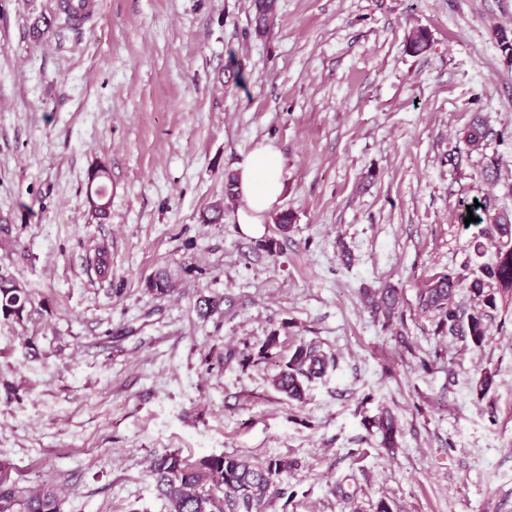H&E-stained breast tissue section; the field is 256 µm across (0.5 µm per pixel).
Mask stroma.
Returning a JSON list of instances; mask_svg holds the SVG:
<instances>
[{"mask_svg": "<svg viewBox=\"0 0 512 512\" xmlns=\"http://www.w3.org/2000/svg\"><path fill=\"white\" fill-rule=\"evenodd\" d=\"M58 2L0 0V269L31 299L22 322L0 318L11 479L54 484L64 512H168L150 459L226 453L292 460L271 512H512V294L490 284L481 347L417 307L432 276L494 257L475 255L462 202L512 214L495 36L512 0H277L262 34L254 0H102L78 27ZM417 27L430 43L412 54ZM477 117L484 150L449 163ZM261 143L295 219L273 255L274 221L246 233L225 201ZM100 165L104 221L87 195ZM216 203L223 221L201 223ZM161 268L167 296L145 287ZM387 284L404 312L389 325L361 297ZM303 341L332 364L299 402L272 379ZM382 412L398 448L369 425Z\"/></svg>", "mask_w": 512, "mask_h": 512, "instance_id": "obj_1", "label": "stroma"}]
</instances>
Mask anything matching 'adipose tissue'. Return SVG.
Listing matches in <instances>:
<instances>
[{
  "label": "adipose tissue",
  "mask_w": 512,
  "mask_h": 512,
  "mask_svg": "<svg viewBox=\"0 0 512 512\" xmlns=\"http://www.w3.org/2000/svg\"><path fill=\"white\" fill-rule=\"evenodd\" d=\"M235 190L244 202L237 212L238 224L265 223L283 191L280 157L272 146L259 145L250 154L237 171Z\"/></svg>",
  "instance_id": "ef3b65f1"
}]
</instances>
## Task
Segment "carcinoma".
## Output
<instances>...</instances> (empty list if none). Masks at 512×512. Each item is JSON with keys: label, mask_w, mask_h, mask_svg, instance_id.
<instances>
[{"label": "carcinoma", "mask_w": 512, "mask_h": 512, "mask_svg": "<svg viewBox=\"0 0 512 512\" xmlns=\"http://www.w3.org/2000/svg\"><path fill=\"white\" fill-rule=\"evenodd\" d=\"M276 12V0H264L262 9L255 10L254 27L263 33ZM427 30L418 28L408 36L407 49L416 54L429 45ZM489 136L484 123L476 119L464 131L462 140L473 152L482 149ZM107 168L100 165L89 173L88 191L99 219L107 216ZM471 213L479 218L480 226L474 250L483 255L484 241L494 242L496 257L493 262L479 267V275L469 284V289L481 301L482 307L464 315L453 304L461 280L450 274L433 276L417 295V306L422 311H431L436 318V332L451 337L468 338L480 347L487 341L486 319L496 307V296L484 291L486 282L497 283L504 292L512 290V218L507 214H492L495 202L487 194L470 205ZM145 288L158 296L173 288L171 275L164 269L147 278ZM364 302L373 318L389 324L402 317L399 289L392 285L364 292ZM28 293L12 277H0V316L22 321L28 313ZM329 358L315 346L298 344L273 379L275 387L288 397L300 400L305 384L322 377L328 367ZM376 428L381 443L386 448L397 444L400 429L391 417L381 415L370 420ZM293 462L286 458L255 463L241 455H209L192 462L177 452L153 457L150 472L159 496L164 498L170 512H269L276 500L286 496L281 487V476ZM0 512H62V500L53 486L45 485L32 491L16 482L0 476Z\"/></svg>", "instance_id": "obj_1"}]
</instances>
